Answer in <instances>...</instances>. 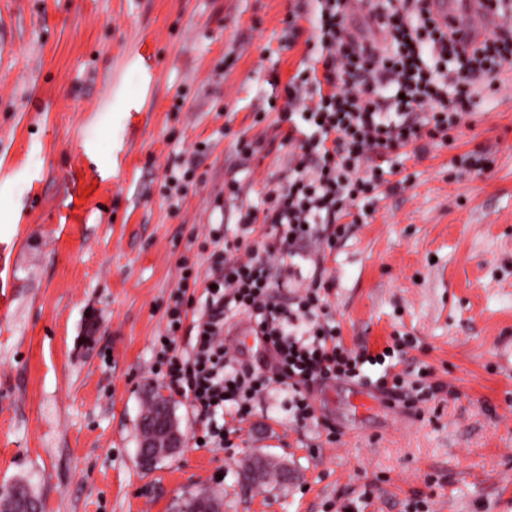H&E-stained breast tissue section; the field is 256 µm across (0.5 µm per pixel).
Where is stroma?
I'll use <instances>...</instances> for the list:
<instances>
[{
  "label": "stroma",
  "instance_id": "obj_1",
  "mask_svg": "<svg viewBox=\"0 0 512 512\" xmlns=\"http://www.w3.org/2000/svg\"><path fill=\"white\" fill-rule=\"evenodd\" d=\"M296 5L0 0V491L25 482L42 512H175L196 493L224 512H512V61L326 252L344 346H401L389 372L442 385L435 399L357 413L336 380L311 388L304 425L275 392L227 447L199 448L204 418L157 361L182 267L209 266L210 225L265 242L263 225L240 233L224 186L256 206L288 166L266 90L304 52L283 47ZM246 133L263 138L249 159ZM473 151L484 171L461 166ZM158 387L185 444L146 472L137 422ZM257 451L294 479L245 486Z\"/></svg>",
  "mask_w": 512,
  "mask_h": 512
}]
</instances>
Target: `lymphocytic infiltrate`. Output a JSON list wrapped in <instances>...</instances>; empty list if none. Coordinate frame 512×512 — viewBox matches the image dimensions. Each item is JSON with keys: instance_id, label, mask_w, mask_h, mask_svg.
I'll return each instance as SVG.
<instances>
[{"instance_id": "f902f5d3", "label": "lymphocytic infiltrate", "mask_w": 512, "mask_h": 512, "mask_svg": "<svg viewBox=\"0 0 512 512\" xmlns=\"http://www.w3.org/2000/svg\"><path fill=\"white\" fill-rule=\"evenodd\" d=\"M354 0H314L307 25L288 17V43L304 41L300 72L272 78L285 103L279 123L294 150L262 206H241L242 230L264 224L275 244L241 250L222 227L210 228L213 250L204 289L192 315L195 342L168 358L171 384L207 420L202 444L220 448L217 416L239 417L262 393L286 387L294 421L313 419L309 391L336 380L364 382L365 365H382L396 350L348 353L337 341L328 297L334 286L322 258L308 272L287 265L304 243L333 245L341 222H366L387 176L398 173L392 154L410 143L447 139L479 91L495 90L497 69L512 58V0H488L502 17L498 32L467 49L442 27L430 0H368L372 38H358L346 23ZM291 291L280 303L273 289ZM249 320L268 353L269 370L228 358L224 327Z\"/></svg>"}]
</instances>
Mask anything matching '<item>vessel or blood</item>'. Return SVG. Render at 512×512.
Wrapping results in <instances>:
<instances>
[{
    "instance_id": "vessel-or-blood-1",
    "label": "vessel or blood",
    "mask_w": 512,
    "mask_h": 512,
    "mask_svg": "<svg viewBox=\"0 0 512 512\" xmlns=\"http://www.w3.org/2000/svg\"><path fill=\"white\" fill-rule=\"evenodd\" d=\"M431 7L437 21L465 47L483 40L499 21L486 0H432Z\"/></svg>"
}]
</instances>
